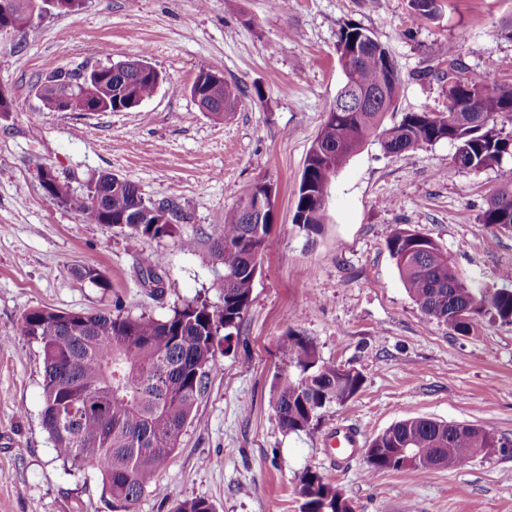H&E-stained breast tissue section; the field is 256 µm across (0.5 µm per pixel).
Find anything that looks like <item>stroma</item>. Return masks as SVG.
Returning <instances> with one entry per match:
<instances>
[{"label": "stroma", "instance_id": "obj_1", "mask_svg": "<svg viewBox=\"0 0 512 512\" xmlns=\"http://www.w3.org/2000/svg\"><path fill=\"white\" fill-rule=\"evenodd\" d=\"M408 0H84L0 33V512H110L97 479L58 459L41 423L40 345L21 330L34 308L157 319L205 297L224 275L211 239L256 182L276 189L274 221L254 301L228 349L216 355L208 390L138 512H172L201 497L216 512H300L307 469L337 484L355 512H512V447L448 470L367 474L363 454L336 465L325 444L338 424L361 446L391 425L422 416L491 423L512 440V325L482 319L461 336L426 319L386 247L393 225L432 238L466 280L500 287L512 269V229L480 214L512 184V159L455 167L442 140L403 154L381 136L338 173L328 219L316 231L293 222L307 153L341 87L336 42L344 24L369 30L401 75L396 108L446 111L448 84L434 71L459 42L468 71L488 84L512 81V0H441L437 19L410 18ZM146 55L163 81L125 112H46L35 91L58 67L107 65ZM223 74L239 104L224 119L200 112L189 89L201 69ZM52 167L74 193L111 172L145 199L185 216L175 237L130 246L119 228L88 222L50 200L39 171ZM162 265H155L156 255ZM157 268L163 292L142 276ZM102 272L104 284L82 271ZM310 337L324 362L360 371L357 394L322 410L314 429L286 433L272 383L288 333Z\"/></svg>", "mask_w": 512, "mask_h": 512}]
</instances>
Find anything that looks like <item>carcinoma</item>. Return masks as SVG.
<instances>
[{
    "instance_id": "cac0c4a2",
    "label": "carcinoma",
    "mask_w": 512,
    "mask_h": 512,
    "mask_svg": "<svg viewBox=\"0 0 512 512\" xmlns=\"http://www.w3.org/2000/svg\"><path fill=\"white\" fill-rule=\"evenodd\" d=\"M412 19L423 24L436 16L431 0H410ZM459 43L448 45V111L407 112L390 127L385 118L395 109L401 78L387 49L371 33L354 25L341 29L336 43L339 60L358 54L344 70L345 80L313 141L296 193L293 223L314 231L326 223V201L338 172L359 153L378 130L391 153L414 151L446 140L455 146L453 162L480 171L512 158V136L499 121H512V84L488 85L465 75ZM110 81L73 83L78 69H55L36 90L42 109L60 112L74 94L97 103L107 112L139 107L159 86L155 76L143 75L132 62L116 63ZM434 73L435 77L442 76ZM197 106L220 119L235 110L237 89L211 70H202L192 84ZM349 94L373 99L353 112L338 111ZM100 206L90 193L77 195L67 183L54 180L46 196L70 206L95 224L120 229L133 247L144 239L163 240L177 232L175 224H133L131 218L154 209L136 183L104 173L92 179ZM265 187L254 184L212 237L215 262L224 268L221 299L196 298L153 317L34 308L22 317L25 335L37 341L43 356L41 420L57 455L78 472H91L109 497L113 512H136L144 492H160L156 479L180 445L181 436L206 393L210 371L222 344L230 341L253 303L258 258L268 246L274 203L258 214L249 209ZM481 223L512 226V188L499 190ZM387 248L395 260L406 291L428 319L467 336L468 326L456 318L470 311L512 324V271L501 275L500 288H477L462 279L432 239L397 224L389 230ZM283 369L275 377L274 410L287 433L307 431L331 404H345L359 391L363 374L340 375L339 366L322 361L313 339L288 334L280 346ZM491 425L449 423L424 417L401 420L374 437L366 449L367 473L453 469L462 464L463 448H505ZM398 448H413L407 459ZM301 512H354L342 488L316 471L304 470L297 479ZM174 512H216L204 498H185Z\"/></svg>"
}]
</instances>
